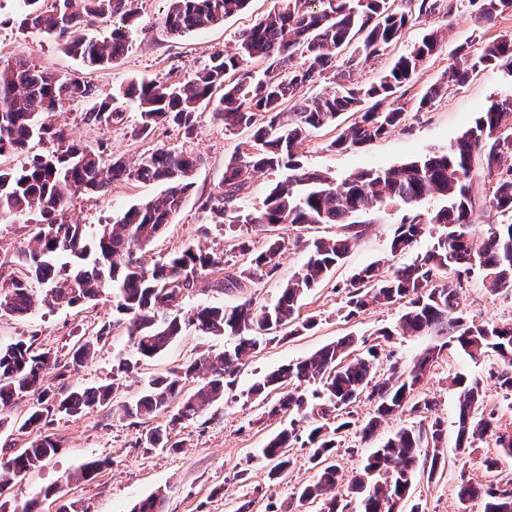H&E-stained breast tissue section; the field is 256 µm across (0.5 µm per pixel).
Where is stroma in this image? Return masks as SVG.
<instances>
[{"label": "stroma", "instance_id": "stroma-1", "mask_svg": "<svg viewBox=\"0 0 512 512\" xmlns=\"http://www.w3.org/2000/svg\"><path fill=\"white\" fill-rule=\"evenodd\" d=\"M277 7L278 0H250L245 11L221 24L174 37L162 26L167 9L165 0H139V17L129 30L124 55L113 67L91 69L68 55L61 44L39 32L19 29L13 0H0V60L24 57L37 67L74 76L101 93L113 92L136 79L184 81L202 68L214 51L234 50L238 35ZM436 23L446 27L448 45L452 48L465 46L473 50L512 34L511 16L500 17L483 27L472 21L465 8L451 18H437ZM507 95H512V76L500 69L485 70L466 85L437 99L431 111L409 112L404 128L360 149H329L335 128L315 131L301 148V162L339 180L371 167L397 166L447 147L486 105ZM86 109L85 102H73L56 112L54 119L65 125L74 138L101 152L103 159L120 154L133 160L159 147L190 149L203 159L195 172L194 186L172 223L166 225L162 235L143 254L147 262L153 263L198 243L223 258V266L203 275L196 288L183 296V311L193 310L201 303L231 306L244 296L253 298L260 306L272 302L282 284L302 267L308 243L333 234L334 229L328 224L285 229L283 235L288 246L274 277L254 280L241 292L220 290L217 283L225 268L241 262L238 252L232 249L238 231L215 223L210 213L203 210L202 202L218 191L224 164L244 141V133L225 132L223 124L215 122L209 110L204 109L197 116L192 137H185L182 130L169 125L157 126L151 134L138 136L134 133L139 121L135 107H126L121 121L102 125L85 124L82 114ZM160 190L156 183L117 181L106 195L76 196L69 205L68 216L81 224H110L126 209ZM397 220V215H384L363 225L343 264L302 300L300 315L314 318L315 327L305 335L267 345L246 360L237 375L235 389L223 403L209 409L203 418L176 427L172 438L179 446L172 450L139 447L140 428L124 417L122 405L136 400L151 377L182 368L207 350H222L231 344V337H203L189 330L161 355L140 363L123 328L117 325L119 316L111 295L71 308L50 309L38 304L23 317L0 312V344L31 339L38 349L51 351L66 365L65 375L47 372L45 383L52 390L114 380L119 383L107 405L76 417L54 416L45 431L61 439L62 446L14 487L16 499L35 501L36 512H57L60 501L44 498L43 491L58 484L62 487V501L75 503L79 512H130L136 502L155 493L164 499L163 512H228L231 506L244 501L249 502L250 512H280L301 486L314 481L316 472L308 461L306 448L298 445L290 452L293 463L287 476L270 479V462L256 460L254 454L284 421L278 417L263 418L261 403L249 389L258 378L340 337L351 335L371 341L382 328L395 326L402 311L398 305L374 306L348 321L343 319L340 308L351 275L388 256ZM31 234V225L0 223V283L20 274L14 258ZM464 285L463 295L471 318L498 323L512 321V293L487 291L476 270L465 277ZM105 325L111 331L101 338L93 359L80 370H70L73 345L90 339ZM122 362L130 363L129 372L119 371ZM495 363L492 356L475 365L460 355L445 353L433 364L419 388L420 394L435 398L434 414L447 428L443 442L446 469L432 480L418 477L413 488L411 499L420 503L424 512H459L457 486L461 478L481 484L512 478V460L493 472L483 467L484 456L496 452L492 439H484L472 455L465 457L455 448L457 390L451 380L458 373H484ZM406 423L405 415L391 416L368 443L361 442L358 435L348 434L335 457L342 483L358 477L364 456ZM93 459L105 463L95 478L73 479V472Z\"/></svg>", "mask_w": 512, "mask_h": 512}]
</instances>
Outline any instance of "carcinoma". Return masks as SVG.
<instances>
[{"label": "carcinoma", "instance_id": "carcinoma-1", "mask_svg": "<svg viewBox=\"0 0 512 512\" xmlns=\"http://www.w3.org/2000/svg\"><path fill=\"white\" fill-rule=\"evenodd\" d=\"M468 2L475 23L512 16V0H280L279 8L244 30L234 53L220 50L186 81H130L112 94L99 95L93 86L65 74L39 69L23 57L0 61V155L23 150L36 141L48 149L28 157L21 170L0 168V222H34L27 246L18 254L24 274L0 285V312L24 316L41 302L50 307L77 306L109 292L124 316L125 332L138 355L151 359L182 336L186 327L200 335L238 338L232 348L209 351L180 371L152 378L141 396L121 406L125 417L150 420L161 414L166 425L141 430L145 448H175L174 428L202 416L220 404L236 382L243 358L273 342L301 336L315 320L300 317V302L312 288L329 278L361 234L360 217L381 211L402 213L390 254L409 255L407 263L373 262L355 272L344 290L340 308L350 320L369 307L403 305L394 329L380 336H432L433 342L404 367L379 371L382 344L363 346L345 336L313 354L284 365L255 382L251 393L268 389L283 395L267 416H288V425L273 434L259 457L274 463L271 473L287 474L289 451L301 441L300 424L310 425L308 461L317 480L300 488L286 507L303 512L319 500L321 512H401L398 506L415 483L418 471L432 480L444 471L445 429L428 418L434 399L417 393L431 365L443 351L456 352L474 363L495 354L498 365L487 377L459 374L452 383L458 393L456 448L460 452L486 437L497 453L483 460L489 470L512 458V432L498 427L495 413L481 408L484 379L512 398V322H478L467 316L462 274L476 266L483 287L491 292L512 291V96L492 102L445 150L430 152L398 166L358 171L337 181L306 170L300 148L308 135L329 125L340 132L328 143L332 149L362 147L405 123L401 94L417 71L447 45L440 28L426 30L420 41L398 55L377 81L359 84L351 74L363 61L375 59L401 42L411 26L440 16L450 18ZM136 0H19V26L62 43L67 53L89 67L116 63L126 50L127 23L136 14ZM162 18L172 36L206 29L245 10L249 0H169ZM112 19L110 36L95 38L82 30L98 19ZM453 64L440 81L416 100L415 111L428 112L436 99L461 87L487 68L512 70V36H502L474 54L457 47ZM264 65L257 73L253 64ZM334 86L307 93L319 78ZM137 105V134L148 135L164 124L191 134L197 113L213 105L211 117L225 131H247L249 137L224 165V179L202 208L229 224L269 231L281 224H342L344 233L319 238L308 246L301 272L281 286L277 301L256 306L253 299L224 307L200 305L189 315L176 312L180 299L203 274L223 260L201 245H189L163 261L146 264L145 250L171 223L193 176L202 162L192 151L158 148L134 162L122 156L103 161L100 153L69 140L52 113L77 100L88 102L83 115L88 125L123 117L119 99ZM356 115L349 124L341 118ZM279 172L261 204L250 210L234 207L254 172ZM155 182L163 190L124 212L112 224L92 228L74 224L66 215L78 193L99 195L114 181ZM434 201L435 206L427 203ZM488 228L477 233L476 222ZM433 239L422 251L420 240ZM285 238L276 235L265 250L254 253L248 242L233 249L243 265L224 275L225 290H240L246 282L271 277L279 267ZM80 343L70 367H82L105 336ZM58 366L50 352L36 351L34 342L0 344V430L14 426L4 411L30 394V406L19 430L38 437L26 447L0 459V483L23 478L53 457L60 440L44 434L56 413L78 415L110 402L109 384L76 386L54 392L43 385L46 370ZM198 377L195 389L183 393L186 381ZM366 398L373 405L363 422L354 418L352 404ZM408 412L418 420L396 430L367 458L364 476L354 479L346 493L337 494V448L351 426L361 424L368 442L387 417ZM460 503L478 500L482 512H512V481L477 485L464 479L458 485ZM0 512H35V502L0 501Z\"/></svg>", "mask_w": 512, "mask_h": 512}]
</instances>
